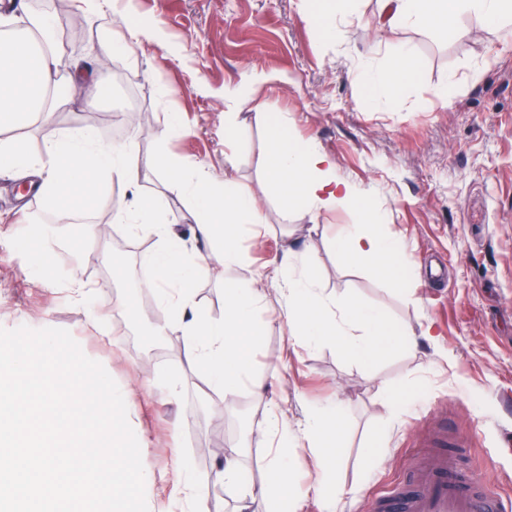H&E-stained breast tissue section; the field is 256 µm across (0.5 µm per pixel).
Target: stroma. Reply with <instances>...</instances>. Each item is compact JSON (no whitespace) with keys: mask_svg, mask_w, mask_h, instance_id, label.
<instances>
[{"mask_svg":"<svg viewBox=\"0 0 512 512\" xmlns=\"http://www.w3.org/2000/svg\"><path fill=\"white\" fill-rule=\"evenodd\" d=\"M68 3L72 19L99 28L97 36L65 40L69 64L96 67L101 45L126 35L131 24L149 28L154 42L110 61L109 70L126 72L116 94L92 100L75 90L56 111L0 129L1 145L44 155L47 138L85 130L93 113L103 123L95 138L110 145L122 108L136 104L147 126L130 128L127 142L140 165V190L164 197L176 233L192 240L197 212L155 166L158 154L228 175L260 205L263 227L240 233V262L200 269L193 295L205 315L221 317L225 285L259 278L292 242L308 249L323 293L356 298L414 335L412 344L375 361L347 360L331 341L307 346L292 334L278 284L267 282L253 315L251 380L213 394L188 362L181 333H148L144 294L130 285L148 274L140 242L112 221L113 211L131 201L130 190L103 181L81 218L100 232H66L43 283L22 270L32 210L17 181L0 177V327L67 330L118 387L129 389L127 414L152 474L145 491L153 512H191L198 494L212 498L217 512H269L259 491L270 446L261 428L273 411L293 434L283 451L293 512H324L310 490L317 453L301 425L332 399L347 412L330 472L343 488L336 512H363L366 500L402 479L442 428L461 444L473 479L512 496V34L489 29L474 14L459 19L461 36L383 30L379 0H357L332 37L307 21L311 0H131L125 19L106 5L87 16L79 0ZM399 44L414 49L418 78L392 105L372 107L349 71L361 62L390 68ZM228 88L236 97L225 96ZM173 112L187 131L166 138ZM230 114L236 128L228 138ZM279 121L285 135L315 141L338 179L387 212L378 230L404 245L400 281L337 256L336 227L358 223L355 211L314 218L279 200L265 168L268 129ZM76 271L92 290L85 305L68 289ZM122 298L129 303L124 310ZM90 307L99 318L95 329L86 325ZM158 376L176 380L175 396L144 388L145 379ZM388 389L410 391L412 403L388 408ZM375 444L381 459L370 467L364 454ZM225 455L240 469L233 485L216 477Z\"/></svg>","mask_w":512,"mask_h":512,"instance_id":"1","label":"stroma"}]
</instances>
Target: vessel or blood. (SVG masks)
Instances as JSON below:
<instances>
[{"instance_id":"obj_1","label":"vessel or blood","mask_w":512,"mask_h":512,"mask_svg":"<svg viewBox=\"0 0 512 512\" xmlns=\"http://www.w3.org/2000/svg\"><path fill=\"white\" fill-rule=\"evenodd\" d=\"M440 454L421 462L383 495L370 497L365 512H512V499L471 481L457 452H445L444 437H436Z\"/></svg>"}]
</instances>
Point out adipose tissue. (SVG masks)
Wrapping results in <instances>:
<instances>
[{
	"mask_svg": "<svg viewBox=\"0 0 512 512\" xmlns=\"http://www.w3.org/2000/svg\"><path fill=\"white\" fill-rule=\"evenodd\" d=\"M382 27L408 26L421 30H445L463 13L478 11L486 26L512 28V0H382ZM51 18L39 16L22 38L0 48V126L26 122L36 112L34 103L44 98L65 56L63 45L52 40ZM140 28L129 30V40L104 43L102 67L95 72L71 74L68 88H82L101 97L109 81L108 60L119 52L139 46ZM417 57L405 44L395 50L391 69L378 70L359 64L352 71L354 84L373 105L395 102L400 88L415 80ZM9 160L0 166V176L18 177L38 171L42 178L41 208L52 212L58 221H67L72 213V190L83 195L96 194L102 181L110 179L133 190V200L113 215L114 222L128 231H152L156 247L146 256L151 274L144 287L154 294L159 307L170 310L169 320L159 323L156 335L179 328L185 338L186 355L205 375L213 393H226L232 379L248 377L255 341L252 312L263 297L258 281H240L226 285L224 315L214 319L203 316L193 301L192 286L199 269L185 243L173 234L166 222L162 197L139 193V169L124 146H99L91 133L82 132L67 139H49L44 158L31 156L18 147L8 148ZM172 181L194 200L198 211L196 234L210 242L208 262L232 266L239 262L236 239L247 224H260L255 199L232 181L215 184L212 176L199 167H190L171 157L160 159ZM333 161L315 144L285 136L280 127H272L268 146L267 175L281 200L312 214L342 207L356 209L360 223L342 226L336 233L334 248L342 257L378 268L391 281L402 277L403 247L399 240L375 232L384 223V215L373 208L365 194L357 192L333 173ZM299 254L285 247L273 262L268 275L283 281L289 320L297 335L312 343L328 336L336 337L340 353L351 360H375L396 349L404 333L394 329L376 309L350 299L339 303L322 294L317 287L316 270L311 263H299ZM178 291H170V283ZM360 337H352V330ZM345 412L342 404L330 405L313 413L305 423V434L312 447L320 451L322 464L334 456L332 437Z\"/></svg>",
	"mask_w": 512,
	"mask_h": 512,
	"instance_id": "obj_1",
	"label": "adipose tissue"
}]
</instances>
